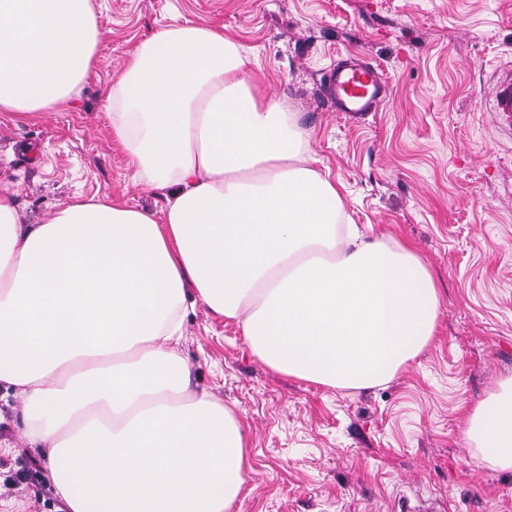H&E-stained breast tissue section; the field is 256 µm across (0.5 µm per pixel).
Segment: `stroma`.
Here are the masks:
<instances>
[{
	"label": "stroma",
	"mask_w": 512,
	"mask_h": 512,
	"mask_svg": "<svg viewBox=\"0 0 512 512\" xmlns=\"http://www.w3.org/2000/svg\"><path fill=\"white\" fill-rule=\"evenodd\" d=\"M104 37L74 104L0 113V192L48 222L74 195L160 209L133 184L104 99L129 51L172 18L203 21L253 56L342 185L351 223L410 242L439 291L432 343L391 380L337 391L275 372L236 321L187 289L178 346L191 386L234 407L250 470L231 512H512V470L481 462L467 417L512 377V125L486 108L512 63V0H97ZM365 55L390 92L371 115L321 92L338 56ZM24 401L0 386V512H66L30 444Z\"/></svg>",
	"instance_id": "stroma-1"
}]
</instances>
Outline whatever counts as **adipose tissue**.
I'll list each match as a JSON object with an SVG mask.
<instances>
[{
  "mask_svg": "<svg viewBox=\"0 0 512 512\" xmlns=\"http://www.w3.org/2000/svg\"><path fill=\"white\" fill-rule=\"evenodd\" d=\"M94 0H0V112L67 106L97 61ZM105 108L160 210L76 196L44 224L0 193V383L68 512H230L247 436L189 391L186 288L288 377L368 390L436 332L433 276L361 234L313 169L309 133L223 31L174 23L129 52ZM482 461L512 469V378L472 411Z\"/></svg>",
  "mask_w": 512,
  "mask_h": 512,
  "instance_id": "obj_1",
  "label": "adipose tissue"
}]
</instances>
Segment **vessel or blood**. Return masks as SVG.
Instances as JSON below:
<instances>
[{"instance_id": "b4317fda", "label": "vessel or blood", "mask_w": 512, "mask_h": 512, "mask_svg": "<svg viewBox=\"0 0 512 512\" xmlns=\"http://www.w3.org/2000/svg\"><path fill=\"white\" fill-rule=\"evenodd\" d=\"M323 91L336 111L364 116L386 101L389 86L376 65L351 57L337 61L325 73ZM490 109L512 115V67L503 69L497 77Z\"/></svg>"}]
</instances>
